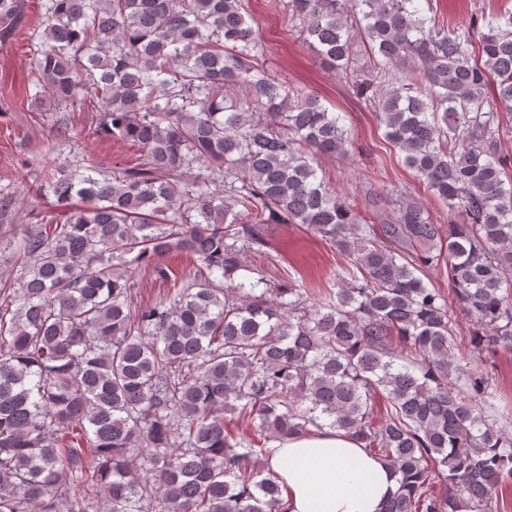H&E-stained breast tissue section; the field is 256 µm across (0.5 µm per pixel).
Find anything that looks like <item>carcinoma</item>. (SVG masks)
Listing matches in <instances>:
<instances>
[{
	"label": "carcinoma",
	"instance_id": "carcinoma-1",
	"mask_svg": "<svg viewBox=\"0 0 512 512\" xmlns=\"http://www.w3.org/2000/svg\"><path fill=\"white\" fill-rule=\"evenodd\" d=\"M418 2L286 7L335 72L359 27L385 136L448 225L408 198L382 224L339 201L315 156L350 155L351 132L264 65L243 0H48L31 107L90 88L101 133L142 158L98 177L46 161L39 192L82 206L8 240L0 512H280L268 444L326 426L394 469L384 512H500L512 421L483 362L455 354V323L512 351V183L490 107L512 111V12L449 27ZM24 11L0 0L1 39ZM271 216L347 253L349 280L328 296L270 283L249 256ZM175 252L192 278L134 300V271ZM440 264L452 306L421 277Z\"/></svg>",
	"mask_w": 512,
	"mask_h": 512
}]
</instances>
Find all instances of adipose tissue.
<instances>
[{
  "instance_id": "adipose-tissue-1",
  "label": "adipose tissue",
  "mask_w": 512,
  "mask_h": 512,
  "mask_svg": "<svg viewBox=\"0 0 512 512\" xmlns=\"http://www.w3.org/2000/svg\"><path fill=\"white\" fill-rule=\"evenodd\" d=\"M285 512H382L398 483L361 443L328 427L273 442L267 461Z\"/></svg>"
}]
</instances>
